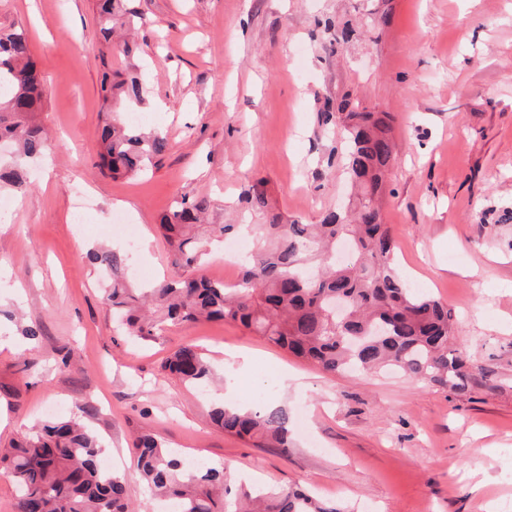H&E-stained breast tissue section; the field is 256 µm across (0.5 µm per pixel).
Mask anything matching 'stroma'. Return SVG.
I'll list each match as a JSON object with an SVG mask.
<instances>
[{
  "label": "stroma",
  "instance_id": "35a3bbf8",
  "mask_svg": "<svg viewBox=\"0 0 512 512\" xmlns=\"http://www.w3.org/2000/svg\"><path fill=\"white\" fill-rule=\"evenodd\" d=\"M142 17L136 57L110 69L148 95L147 125L170 148L145 176L99 167L105 69L95 0H0V29L28 30L47 87L49 156L0 224V444L53 405L81 414L124 474L139 512H163L137 467L149 433L235 482L299 485L342 512H512V0H128ZM354 33L337 44L343 25ZM393 118L397 161L382 221L405 280L455 318L473 359L470 393L393 371H321L237 323L172 327L148 340L117 330L87 257L117 212L130 215L129 263L152 280L174 270L159 224L180 195L207 197L211 225L262 224L241 200L263 182L270 209L319 222L350 187L328 167L334 135L319 112L343 97ZM95 204L83 223L75 188ZM39 325L29 341L18 320ZM204 352L208 390L162 368L180 346ZM69 352L61 367V352ZM494 389H486L484 379ZM305 413L288 452L213 425L212 406Z\"/></svg>",
  "mask_w": 512,
  "mask_h": 512
}]
</instances>
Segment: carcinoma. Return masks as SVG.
I'll list each match as a JSON object with an SVG mask.
<instances>
[{
	"label": "carcinoma",
	"instance_id": "carcinoma-1",
	"mask_svg": "<svg viewBox=\"0 0 512 512\" xmlns=\"http://www.w3.org/2000/svg\"><path fill=\"white\" fill-rule=\"evenodd\" d=\"M96 13L109 51L116 27L138 19L124 0H96ZM101 97L102 170L113 178L149 173L169 148L167 137L112 111L114 104L129 109L143 103L139 78L107 73ZM43 106V79L26 31L0 29V143L15 152L10 164L0 165V190L25 191L29 163L51 149L50 136L36 119ZM318 122L342 132L343 172L357 188L347 211H329L317 224H284L280 215L269 213L266 223L251 225L255 248L238 283L226 288L187 274L197 264L194 230L207 201L183 194L160 221L174 250L176 274L139 284L130 278L124 252L100 247L90 260L106 277L105 301L128 333L143 340L168 324L238 322L329 374L396 368L459 395L469 393L471 364L449 345L448 306L398 274L392 238L382 223L384 180L395 163L391 115L322 112ZM243 198L268 213L261 183L244 188ZM163 369L191 385L210 376L208 359L191 345L176 350ZM211 420L225 434L259 448L288 449L290 418L281 407L220 404ZM134 447L142 480L157 497L176 503L177 512H341L298 488L233 492L224 469L189 468L149 434L139 436ZM102 454L97 437L75 414L48 420L22 441L0 448V466L18 489L15 512H134L124 478L101 467Z\"/></svg>",
	"mask_w": 512,
	"mask_h": 512
}]
</instances>
